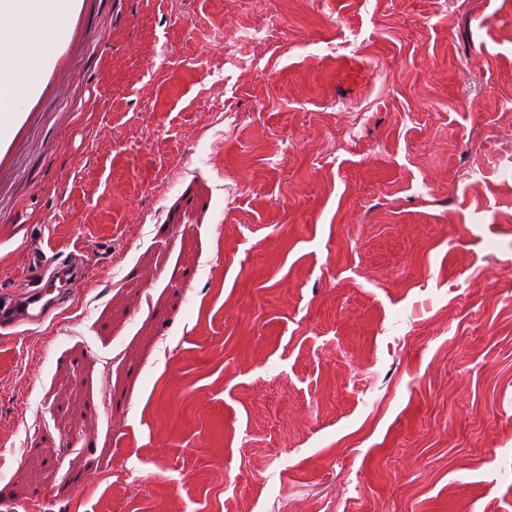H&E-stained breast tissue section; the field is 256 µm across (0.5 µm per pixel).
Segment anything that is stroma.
<instances>
[{
    "mask_svg": "<svg viewBox=\"0 0 512 512\" xmlns=\"http://www.w3.org/2000/svg\"><path fill=\"white\" fill-rule=\"evenodd\" d=\"M63 30L0 150V300L33 245L92 273L0 337V512H512V0Z\"/></svg>",
    "mask_w": 512,
    "mask_h": 512,
    "instance_id": "35a3bbf8",
    "label": "stroma"
}]
</instances>
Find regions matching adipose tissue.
Wrapping results in <instances>:
<instances>
[{
	"mask_svg": "<svg viewBox=\"0 0 512 512\" xmlns=\"http://www.w3.org/2000/svg\"><path fill=\"white\" fill-rule=\"evenodd\" d=\"M82 0H0V24L16 29L13 51L25 56L44 34L51 32L55 20L77 12ZM40 89L39 83L23 87L20 94H12L10 77L0 71V144L14 125L20 124L23 115L17 105L19 97H32Z\"/></svg>",
	"mask_w": 512,
	"mask_h": 512,
	"instance_id": "obj_1",
	"label": "adipose tissue"
}]
</instances>
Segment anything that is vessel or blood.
I'll return each mask as SVG.
<instances>
[{"label":"vessel or blood","mask_w":512,"mask_h":512,"mask_svg":"<svg viewBox=\"0 0 512 512\" xmlns=\"http://www.w3.org/2000/svg\"><path fill=\"white\" fill-rule=\"evenodd\" d=\"M27 274L36 280L18 298L0 307V331L42 324L71 290L83 286L90 275L84 263H58L37 246L30 247Z\"/></svg>","instance_id":"1"}]
</instances>
